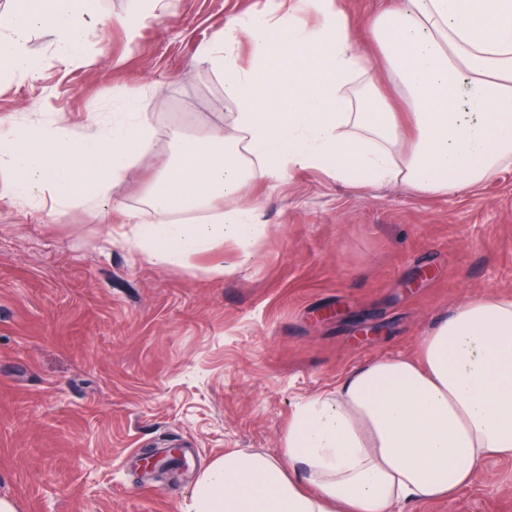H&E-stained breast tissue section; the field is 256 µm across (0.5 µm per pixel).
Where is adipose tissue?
<instances>
[{
	"mask_svg": "<svg viewBox=\"0 0 512 512\" xmlns=\"http://www.w3.org/2000/svg\"><path fill=\"white\" fill-rule=\"evenodd\" d=\"M100 21L97 0H39L0 16V81L37 72L31 31H51L55 58L70 62ZM370 29L397 99L377 85L343 0H266L196 51L237 106L229 122L158 141L137 94L121 90L116 122L0 129L9 194L48 192L61 210L108 204L143 151L157 150L168 163L135 246L179 266L220 240L252 257L260 226L238 202L257 180L318 169L346 186L399 182L432 196L512 165V0H388ZM419 353L368 361L300 403L278 454L214 460L196 481L195 512H405L452 499L487 459L512 458V296L468 298L421 338Z\"/></svg>",
	"mask_w": 512,
	"mask_h": 512,
	"instance_id": "adipose-tissue-1",
	"label": "adipose tissue"
}]
</instances>
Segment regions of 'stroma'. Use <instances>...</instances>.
Instances as JSON below:
<instances>
[{
    "mask_svg": "<svg viewBox=\"0 0 512 512\" xmlns=\"http://www.w3.org/2000/svg\"><path fill=\"white\" fill-rule=\"evenodd\" d=\"M265 2L165 0L133 34L130 0H99L105 22L80 60L57 61L52 34L31 33L41 68L0 84V122L78 128L120 111L124 88L157 139L208 133L236 105L195 51ZM166 163L143 152L112 210L0 198V497L18 512H194L214 459L277 454L299 403L361 363L415 355L466 297L512 296V167L436 196L317 170L261 180L242 200L264 226L251 261L221 241L163 268L133 246L130 217ZM216 266L227 275L210 276ZM365 319L387 333L360 339ZM173 446L183 476L143 469L145 453ZM412 512H512V460Z\"/></svg>",
    "mask_w": 512,
    "mask_h": 512,
    "instance_id": "1",
    "label": "stroma"
}]
</instances>
